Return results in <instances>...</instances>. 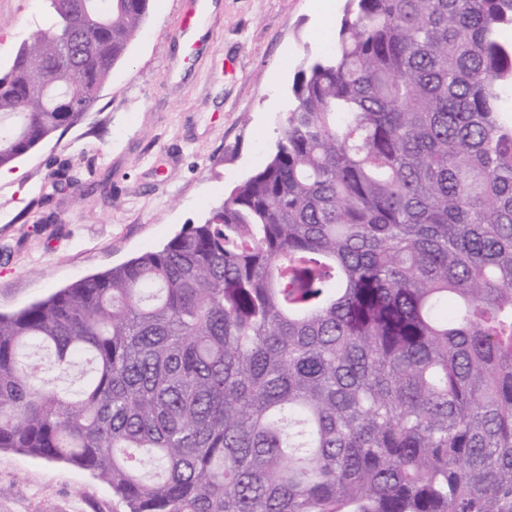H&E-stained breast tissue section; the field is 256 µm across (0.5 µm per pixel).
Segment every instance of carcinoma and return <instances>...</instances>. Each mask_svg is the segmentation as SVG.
<instances>
[{
    "label": "carcinoma",
    "instance_id": "cac0c4a2",
    "mask_svg": "<svg viewBox=\"0 0 512 512\" xmlns=\"http://www.w3.org/2000/svg\"><path fill=\"white\" fill-rule=\"evenodd\" d=\"M47 2L0 75V168L86 118L149 6ZM505 27L512 0H347L203 223L0 314V448L127 512H512ZM78 53L66 112L35 85Z\"/></svg>",
    "mask_w": 512,
    "mask_h": 512
}]
</instances>
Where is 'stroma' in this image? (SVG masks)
<instances>
[{
    "label": "stroma",
    "mask_w": 512,
    "mask_h": 512,
    "mask_svg": "<svg viewBox=\"0 0 512 512\" xmlns=\"http://www.w3.org/2000/svg\"><path fill=\"white\" fill-rule=\"evenodd\" d=\"M213 2L194 53L174 24L183 0H151L87 118L0 182V313L162 247L266 162L294 78L325 52L345 0ZM46 20V0H0V73ZM90 159L92 194L54 186L59 161ZM0 512L125 507L88 471L0 449Z\"/></svg>",
    "instance_id": "obj_1"
}]
</instances>
